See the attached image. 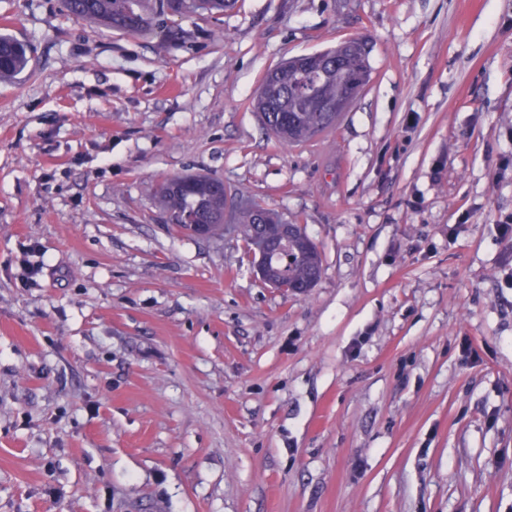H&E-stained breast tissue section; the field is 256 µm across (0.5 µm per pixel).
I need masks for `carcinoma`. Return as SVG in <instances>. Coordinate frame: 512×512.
<instances>
[{"label": "carcinoma", "instance_id": "obj_1", "mask_svg": "<svg viewBox=\"0 0 512 512\" xmlns=\"http://www.w3.org/2000/svg\"><path fill=\"white\" fill-rule=\"evenodd\" d=\"M71 14L91 19L110 29L127 33H140L159 17L167 14L224 13L229 0H158L153 11L145 9V0H62ZM345 68L323 72L293 63L283 68L282 75L265 77L253 99V107L259 113L266 130L284 146H295L312 140L335 129L337 117L354 102L351 93H360L371 78L368 53L360 41L354 40L345 49ZM29 57L25 45L9 35L0 34V80H12L28 66ZM331 104L342 107L336 117H328L311 104L309 92ZM224 182L207 174L174 176L150 188L152 195L167 211L169 218L181 224L185 231L192 224L211 225L210 234L224 231ZM241 204L234 217L238 231L247 243L257 241L259 218L270 220L278 215L263 204L239 193ZM322 269L316 245L298 233L281 242L278 257L273 260L270 272L285 277L288 282L303 286Z\"/></svg>", "mask_w": 512, "mask_h": 512}]
</instances>
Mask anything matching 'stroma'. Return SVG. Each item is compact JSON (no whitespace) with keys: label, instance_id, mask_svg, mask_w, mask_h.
Returning a JSON list of instances; mask_svg holds the SVG:
<instances>
[{"label":"stroma","instance_id":"35a3bbf8","mask_svg":"<svg viewBox=\"0 0 512 512\" xmlns=\"http://www.w3.org/2000/svg\"><path fill=\"white\" fill-rule=\"evenodd\" d=\"M0 512H512V0H232L140 35L0 0ZM367 40L337 127L250 100ZM245 187L300 295L146 185ZM25 45L9 35L0 34V80H12L28 66ZM246 190H240L239 197L241 198V204L238 207V213L235 215L233 221L235 227L242 234L243 239L248 244L255 242L257 243V228L259 225V218L265 215L267 219H277L278 222L282 219L273 211H269L263 204L247 195ZM263 224L265 229L264 234L259 238L261 247L252 245L250 255L256 259V269L260 278L266 284L271 285L274 288H278L281 291L289 294H301L313 288L320 276L315 279L305 288L298 289L288 284L293 283L298 286L308 284L315 273L322 269L321 258L316 245L312 240L307 237H303L299 232L291 234L287 239L282 240L279 250L278 257L273 260V264L270 267V272L277 276H284L287 280L275 279L270 277L268 271V256L278 252L279 247L271 243L274 238H286L288 236V229L290 224H278L277 227H272L268 221L263 220L260 222Z\"/></svg>","mask_w":512,"mask_h":512}]
</instances>
